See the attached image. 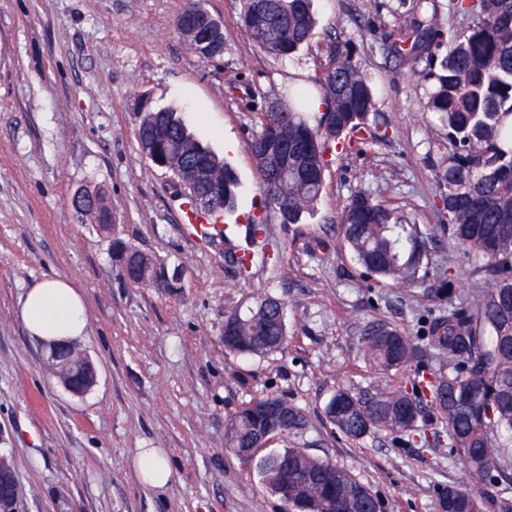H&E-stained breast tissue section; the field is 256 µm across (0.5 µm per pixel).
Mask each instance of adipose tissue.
Returning <instances> with one entry per match:
<instances>
[{
  "instance_id": "obj_1",
  "label": "adipose tissue",
  "mask_w": 512,
  "mask_h": 512,
  "mask_svg": "<svg viewBox=\"0 0 512 512\" xmlns=\"http://www.w3.org/2000/svg\"><path fill=\"white\" fill-rule=\"evenodd\" d=\"M20 319L30 335L54 343L83 336L89 314L76 284L46 277L22 296Z\"/></svg>"
}]
</instances>
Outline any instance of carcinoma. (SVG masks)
I'll return each mask as SVG.
<instances>
[{
    "mask_svg": "<svg viewBox=\"0 0 512 512\" xmlns=\"http://www.w3.org/2000/svg\"><path fill=\"white\" fill-rule=\"evenodd\" d=\"M449 10L477 21L448 45L430 73L426 108L448 127L451 146L448 166L437 174L447 189L439 207L448 223L410 224L398 208L357 191L346 201L340 224L344 243L368 278L407 288L425 283L436 311L422 318L417 335L385 321L367 325L358 340L364 362L383 375L406 368L410 374L363 396L341 386L325 415L336 433L351 440L381 431L411 448H452L472 482L439 486L441 512H512V0H454ZM212 24L201 0L184 5L175 20L195 51L201 29ZM316 26L310 0H243L241 30L269 57L287 59L309 46ZM391 38L400 55L433 59L434 16L421 14ZM316 84L317 96L300 91L264 100L248 142L264 205L284 224H298L314 211L333 149L384 135L370 124L376 99L353 46L329 50ZM135 136L152 165L169 175L183 206L210 215L235 209L236 172L190 133L178 113L142 111ZM71 206L97 230H111L112 208L102 187L79 188ZM245 227L264 263L281 262L279 253L265 250L263 219L250 216ZM445 241L462 248L483 279L482 289L465 299L457 298L453 273L428 279L432 245ZM114 247L119 260L138 263L129 284L182 293L165 260L119 241ZM232 260L238 275L251 276L255 252ZM222 339L224 350L236 356L285 352V303L264 293L225 309ZM435 358L448 363L436 368ZM82 361L80 353L65 352L49 364V373L66 386ZM307 428L300 408L267 393L228 419L224 447L239 456ZM257 473L291 512H361L378 499L346 469L297 446L260 458Z\"/></svg>",
    "mask_w": 512,
    "mask_h": 512,
    "instance_id": "obj_1",
    "label": "carcinoma"
}]
</instances>
